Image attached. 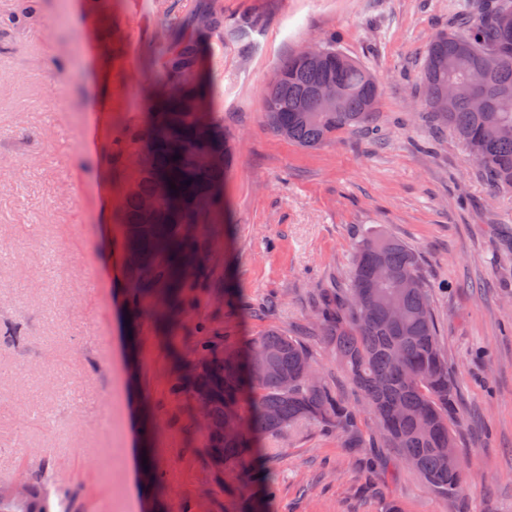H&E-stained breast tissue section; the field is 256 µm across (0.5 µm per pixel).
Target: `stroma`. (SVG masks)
Returning <instances> with one entry per match:
<instances>
[{
	"instance_id": "35a3bbf8",
	"label": "stroma",
	"mask_w": 512,
	"mask_h": 512,
	"mask_svg": "<svg viewBox=\"0 0 512 512\" xmlns=\"http://www.w3.org/2000/svg\"><path fill=\"white\" fill-rule=\"evenodd\" d=\"M454 0H221L225 25L205 64L219 82L232 148L224 225L189 289L183 324L236 344L274 326L310 352L334 393L357 401L318 323L323 293L349 284L369 228L402 240L431 286L462 412L469 493L447 499L376 444L350 454L335 429L302 423L267 439L278 486L267 512H512V193H493L466 147L437 131L421 102L432 39ZM0 0V481L49 463L83 512H142L127 450L149 433L158 512H245L246 492L206 455L193 398L173 395L169 348L127 299L118 223L135 159L112 143L140 122L155 61L149 47L196 0H40L19 18ZM335 37L378 82L376 133L346 128L321 147L273 132L263 112L272 73ZM136 336L123 350L124 334Z\"/></svg>"
}]
</instances>
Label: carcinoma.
Returning a JSON list of instances; mask_svg holds the SVG:
<instances>
[{"label":"carcinoma","mask_w":512,"mask_h":512,"mask_svg":"<svg viewBox=\"0 0 512 512\" xmlns=\"http://www.w3.org/2000/svg\"><path fill=\"white\" fill-rule=\"evenodd\" d=\"M464 7L457 29L429 44L423 83L432 91L450 77L465 80L470 67L485 62L486 96H512V21L503 22L504 13H512V0H466ZM216 37H224V9L217 0H199L184 27L153 45L160 65L149 93V112L143 123L128 128L114 143L115 156L141 153L145 161L119 213L124 238L131 241L126 247L130 305L135 309L143 300L163 297L151 318L166 330L176 351L182 340L183 288L194 275L187 261L208 250L215 225L224 223V118L214 98L216 77L203 65ZM324 48L327 53L318 65L289 56L282 64V79L263 91L266 120L287 127L288 140L305 148H316L347 127L366 128L374 122L378 91L373 75L354 61H344L336 41L326 40ZM328 80L344 91L341 111L304 118L299 104ZM202 106L212 111L203 132L197 117ZM430 117L465 145L493 190H512V110L475 112L460 100L450 111H432ZM202 151L212 152L211 164H200ZM149 200L155 210L147 217L143 205ZM379 262L390 277L407 276L415 287L404 293L375 284ZM393 306L403 310L399 323L388 320ZM318 319L337 364L361 393L363 409L374 417L386 445L398 449L403 462L436 494L462 496L468 486L465 468L452 472L446 462L448 440H456L460 419L456 389L416 254L396 238L367 232L356 247L350 287L324 294ZM265 347L277 351L278 359L263 373L258 358ZM193 353L197 364L187 374L172 377L169 389L205 401L208 454L224 457V468L241 489L259 480L260 437L281 434L299 421L336 429L346 448L365 447L357 424L359 409L333 394L321 379L307 383L302 364L311 355L287 333L269 329L243 349L221 336L206 335L196 341ZM284 372L286 387L281 384ZM228 411L235 421L230 437L223 431ZM28 485L26 496L0 499V512H74L71 497L53 482L51 468L38 465Z\"/></svg>","instance_id":"1"}]
</instances>
